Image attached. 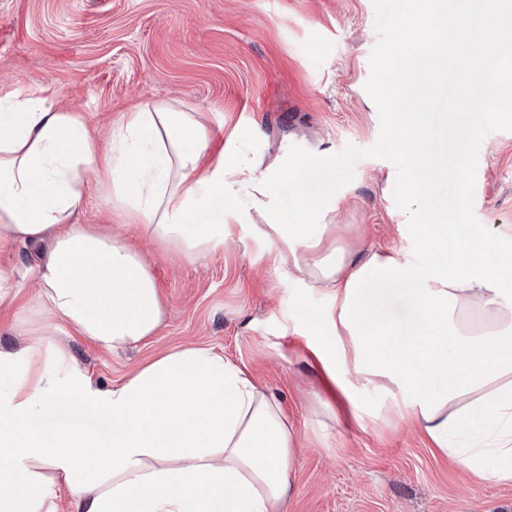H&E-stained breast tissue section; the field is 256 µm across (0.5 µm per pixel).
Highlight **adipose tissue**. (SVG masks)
<instances>
[{
  "label": "adipose tissue",
  "mask_w": 512,
  "mask_h": 512,
  "mask_svg": "<svg viewBox=\"0 0 512 512\" xmlns=\"http://www.w3.org/2000/svg\"><path fill=\"white\" fill-rule=\"evenodd\" d=\"M423 106L395 111L392 131L412 162L425 151ZM199 112L139 105L113 125L100 149L83 121L36 94L0 97V234L41 247L37 305L109 350L159 329L164 306L152 265L102 224L82 223L88 176L139 219L164 249L194 262L224 243L218 201L247 198L279 247L313 288L332 294V333L314 353L348 398L356 379L388 380L413 397V416L440 452L486 479H512V253L489 259L479 225L413 224L422 265L397 255L336 245L331 205L298 203L280 221L276 180L309 163L298 156L266 169L235 155L209 160ZM414 309L406 328L389 309ZM42 331H26L23 362L0 352V399L24 424H0V512H55L57 488L75 512H282L292 495L295 431L278 402L223 353L188 346L95 388L56 349L47 378ZM355 371H347V358ZM69 382L106 430L34 425L46 403L63 404Z\"/></svg>",
  "instance_id": "obj_1"
}]
</instances>
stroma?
I'll return each instance as SVG.
<instances>
[{
	"mask_svg": "<svg viewBox=\"0 0 512 512\" xmlns=\"http://www.w3.org/2000/svg\"><path fill=\"white\" fill-rule=\"evenodd\" d=\"M374 19L373 0H0V96H47L103 141L123 112L171 103L204 113L214 148L266 167L294 145L323 156L367 148L380 130L365 90ZM395 173L384 159L356 164L334 196L336 243L415 266L424 256L395 203ZM473 211L512 234V132L480 145ZM81 220L124 225L151 257L165 310L154 336L115 351L60 320L45 328V353L65 345L94 387L111 389L171 350L208 346L247 370L295 429L285 512H512V481L484 480L444 456L410 396L377 381L353 401L333 385L313 354L333 300L300 283L248 199L225 202L223 246L194 262L153 244L98 185ZM36 261L33 246L0 244V271L22 288L0 305V350L19 351L16 326L36 320Z\"/></svg>",
	"mask_w": 512,
	"mask_h": 512,
	"instance_id": "stroma-1",
	"label": "stroma"
}]
</instances>
